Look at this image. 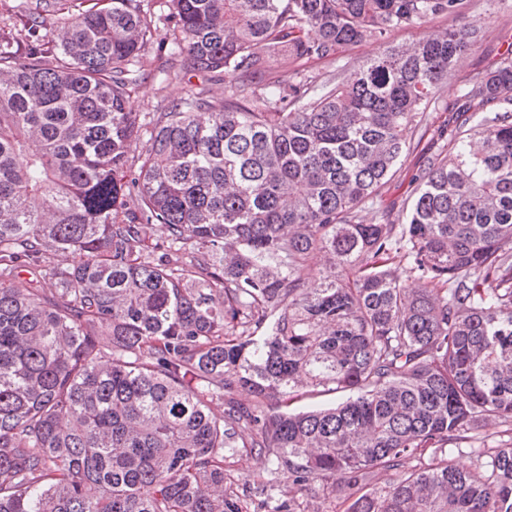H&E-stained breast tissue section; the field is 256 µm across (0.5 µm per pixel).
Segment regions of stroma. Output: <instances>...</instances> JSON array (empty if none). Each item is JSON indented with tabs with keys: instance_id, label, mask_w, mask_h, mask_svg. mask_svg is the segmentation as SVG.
Here are the masks:
<instances>
[{
	"instance_id": "obj_1",
	"label": "stroma",
	"mask_w": 512,
	"mask_h": 512,
	"mask_svg": "<svg viewBox=\"0 0 512 512\" xmlns=\"http://www.w3.org/2000/svg\"><path fill=\"white\" fill-rule=\"evenodd\" d=\"M142 10L151 16L154 37L141 60V76L133 87L134 110L142 133H149L155 113L187 98L192 89L202 85L200 79L183 77L172 54V37L161 20L164 12L162 0H141ZM467 27L477 30L480 40L467 56L463 65L453 71L447 84L437 93V105L431 114L435 123L447 120L446 105L464 89L473 75L486 72L499 64L507 47L512 46V0H465L457 16L435 17L421 26L402 28L390 33L387 41L367 40L349 46L338 60H299L276 69L281 81H288L294 73H313L324 77L336 74L341 62H364L374 58L387 46L414 43L437 30L450 27Z\"/></svg>"
}]
</instances>
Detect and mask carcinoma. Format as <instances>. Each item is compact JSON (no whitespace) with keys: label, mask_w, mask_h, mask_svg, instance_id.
I'll return each instance as SVG.
<instances>
[{"label":"carcinoma","mask_w":512,"mask_h":512,"mask_svg":"<svg viewBox=\"0 0 512 512\" xmlns=\"http://www.w3.org/2000/svg\"><path fill=\"white\" fill-rule=\"evenodd\" d=\"M165 6L181 69L233 87L143 145L139 0L0 33V512H242L240 446L293 477L264 512H512V115L469 126L512 103V60L433 130L469 29L335 81L285 85L272 53L334 60L461 0ZM429 132L446 149L385 202ZM317 394L347 398L291 409Z\"/></svg>","instance_id":"carcinoma-1"}]
</instances>
